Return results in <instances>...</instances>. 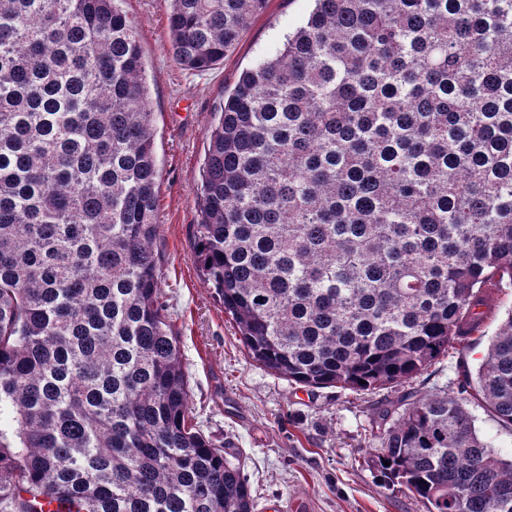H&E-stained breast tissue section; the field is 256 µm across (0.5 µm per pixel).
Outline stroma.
<instances>
[{"label":"stroma","mask_w":512,"mask_h":512,"mask_svg":"<svg viewBox=\"0 0 512 512\" xmlns=\"http://www.w3.org/2000/svg\"><path fill=\"white\" fill-rule=\"evenodd\" d=\"M122 7L138 25L144 51L160 171L154 250L165 315L188 377L194 424L231 465L241 467L254 497L253 512H265L273 501L280 512H427L415 497L384 487L366 464L379 446L373 405L397 401L399 391L309 388L253 361L221 296L194 260L200 168L213 116L241 72L272 55L306 19L312 0H268L234 51L202 72L184 70L169 50L170 0H123ZM511 309L512 284L505 282L481 332L414 378L411 391L456 394L458 363L478 367ZM468 410L479 435L511 458L512 429L477 400H469Z\"/></svg>","instance_id":"stroma-1"}]
</instances>
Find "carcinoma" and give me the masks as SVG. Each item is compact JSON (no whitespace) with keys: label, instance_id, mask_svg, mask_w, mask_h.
<instances>
[{"label":"carcinoma","instance_id":"carcinoma-1","mask_svg":"<svg viewBox=\"0 0 512 512\" xmlns=\"http://www.w3.org/2000/svg\"><path fill=\"white\" fill-rule=\"evenodd\" d=\"M120 0H0V512H252L193 424L159 301V169ZM211 128L195 260L248 355L304 386L403 385L512 283V0H314ZM267 0H171L186 70ZM512 312L459 394L373 411L367 465L428 512H512ZM390 465H384V462ZM468 410L475 419L479 435L499 450L504 458L512 457V429L501 425L477 400L468 399Z\"/></svg>","mask_w":512,"mask_h":512}]
</instances>
